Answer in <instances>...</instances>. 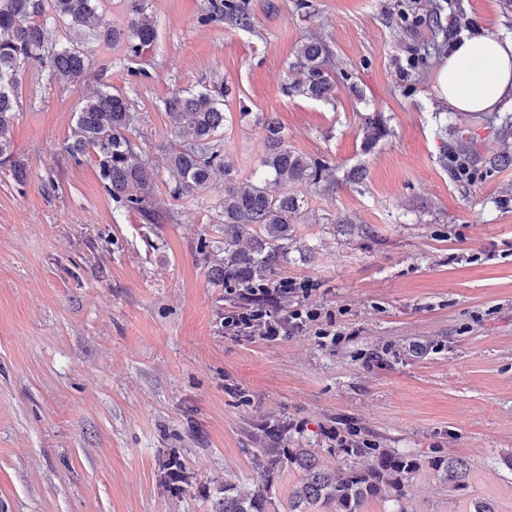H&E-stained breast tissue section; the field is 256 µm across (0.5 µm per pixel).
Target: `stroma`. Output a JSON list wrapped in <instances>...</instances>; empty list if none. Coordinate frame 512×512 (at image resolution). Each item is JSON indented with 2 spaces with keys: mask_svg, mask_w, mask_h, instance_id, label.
Wrapping results in <instances>:
<instances>
[{
  "mask_svg": "<svg viewBox=\"0 0 512 512\" xmlns=\"http://www.w3.org/2000/svg\"><path fill=\"white\" fill-rule=\"evenodd\" d=\"M505 0H248L247 30L209 20L212 0H147L158 26L141 60L91 43L80 88L29 68L12 128L27 166L0 169V512H215L225 483L268 486L288 512L295 473L265 479L261 425L280 448L334 467L333 432L421 458L456 455L471 496L512 512V139L485 112L440 126L434 73L414 59L436 29L512 37ZM318 35L335 59V101L288 90L290 64ZM106 72L138 114L133 141L150 160L155 219L121 208L94 156L65 146L83 95ZM223 81L214 143L236 185L264 156L272 115L289 149L336 170V186L289 185L303 203L295 246L273 283L307 282L318 321L268 342L228 336L242 301L215 283L224 181L176 198L168 157L181 145L164 99ZM389 134L362 149L364 114ZM472 144L483 166L457 181L439 156ZM366 169L364 180L347 173ZM344 332L323 341L320 330ZM177 455L188 481L170 491ZM406 512H465L432 472L417 473Z\"/></svg>",
  "mask_w": 512,
  "mask_h": 512,
  "instance_id": "obj_1",
  "label": "stroma"
}]
</instances>
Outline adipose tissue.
Here are the masks:
<instances>
[{
  "instance_id": "1",
  "label": "adipose tissue",
  "mask_w": 512,
  "mask_h": 512,
  "mask_svg": "<svg viewBox=\"0 0 512 512\" xmlns=\"http://www.w3.org/2000/svg\"><path fill=\"white\" fill-rule=\"evenodd\" d=\"M436 93L454 112H491L512 103V39L455 41L437 70Z\"/></svg>"
}]
</instances>
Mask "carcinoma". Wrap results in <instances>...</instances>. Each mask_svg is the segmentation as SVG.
I'll list each match as a JSON object with an SVG mask.
<instances>
[{
    "label": "carcinoma",
    "mask_w": 512,
    "mask_h": 512,
    "mask_svg": "<svg viewBox=\"0 0 512 512\" xmlns=\"http://www.w3.org/2000/svg\"><path fill=\"white\" fill-rule=\"evenodd\" d=\"M128 26L120 31L108 25L98 10V0H0V168L8 169L19 182L26 179L25 164L13 151L11 131L19 108L21 71L48 64L52 81L76 88L89 67L84 47L90 42L124 40L126 54L140 59L157 41L155 20L146 12V0H127ZM220 16L231 25L248 29L251 15L246 0H222ZM62 22L68 45L50 42L44 27L48 21ZM331 55L317 36L302 42L292 65L295 78L289 89L298 96L332 103L335 84L327 69ZM167 120L174 131L188 133L192 143L172 153L168 167L173 179V196L180 198L206 189L217 175H228L224 155L213 148L214 137L224 129V85L216 90L173 94L163 101ZM76 127L67 152L77 163L91 152L98 175L113 201L147 217L155 215L148 180L147 160L129 138L136 113L130 100L105 88L82 98L75 113ZM267 133L268 153L262 160L260 177L247 188L224 187V258L215 265V279L235 288L269 286L274 269L288 261L294 238L293 224L301 217V205L286 191L288 185L310 181L331 186L334 170L312 161L284 145L282 127L272 117L262 119ZM365 149L373 148L388 131L378 113L362 117ZM442 162L458 177L471 176L482 166V157L459 141L445 145ZM284 188L269 194L268 181ZM252 231L256 244L238 248L240 236ZM265 473L274 475L294 470L299 481L288 495V512H364L367 503H392L405 512L402 502L410 478L426 468L448 492L465 496L470 487L471 468L456 456L427 460L385 448H344L343 464L331 469L306 448H260ZM216 512H269L266 495L244 494L234 484H224V498Z\"/></svg>",
    "instance_id": "carcinoma-1"
}]
</instances>
